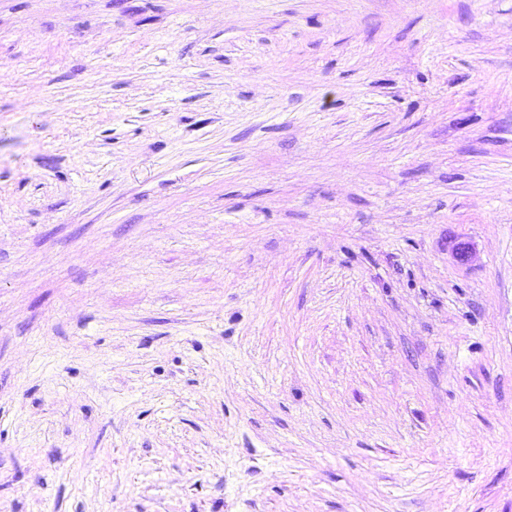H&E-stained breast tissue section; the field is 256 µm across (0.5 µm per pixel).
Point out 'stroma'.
Returning a JSON list of instances; mask_svg holds the SVG:
<instances>
[{
    "mask_svg": "<svg viewBox=\"0 0 512 512\" xmlns=\"http://www.w3.org/2000/svg\"><path fill=\"white\" fill-rule=\"evenodd\" d=\"M0 512H512V0H0Z\"/></svg>",
    "mask_w": 512,
    "mask_h": 512,
    "instance_id": "obj_1",
    "label": "stroma"
}]
</instances>
